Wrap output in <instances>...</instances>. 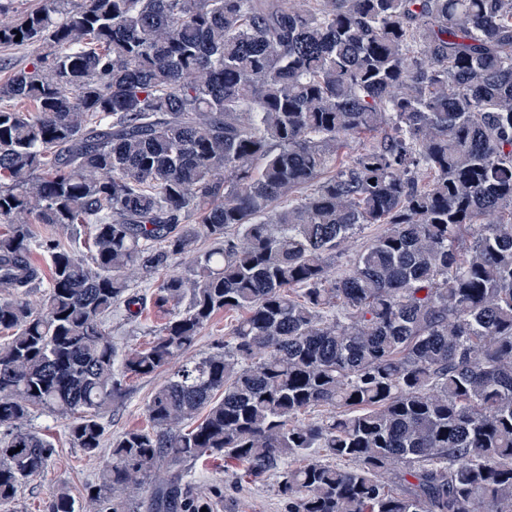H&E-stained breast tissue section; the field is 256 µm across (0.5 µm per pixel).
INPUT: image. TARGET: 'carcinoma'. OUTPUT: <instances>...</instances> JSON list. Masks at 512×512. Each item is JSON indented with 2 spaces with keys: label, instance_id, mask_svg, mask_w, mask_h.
I'll return each mask as SVG.
<instances>
[{
  "label": "carcinoma",
  "instance_id": "cac0c4a2",
  "mask_svg": "<svg viewBox=\"0 0 512 512\" xmlns=\"http://www.w3.org/2000/svg\"><path fill=\"white\" fill-rule=\"evenodd\" d=\"M18 35L42 52L0 83L35 104L0 109V506L56 454L20 422L95 453L126 382L167 370L89 512H200L205 456L288 512H512V0H42ZM32 224H89V252ZM149 298L169 320L119 350L106 316ZM387 230L386 224H372L371 226H368L366 229L362 230L361 233L356 234L353 236L352 239L349 240V242L346 244L345 251H343V254L341 256H338L336 260L331 263V273L332 275L336 276L337 274L341 273L345 267L346 263L356 252L360 251L362 246L365 244L366 240L380 235L384 233ZM230 323L231 318L224 316V312L214 315L201 331L195 347L185 354L184 360L199 358L203 354L211 351L212 346L218 340H224V333L228 331Z\"/></svg>",
  "mask_w": 512,
  "mask_h": 512
}]
</instances>
